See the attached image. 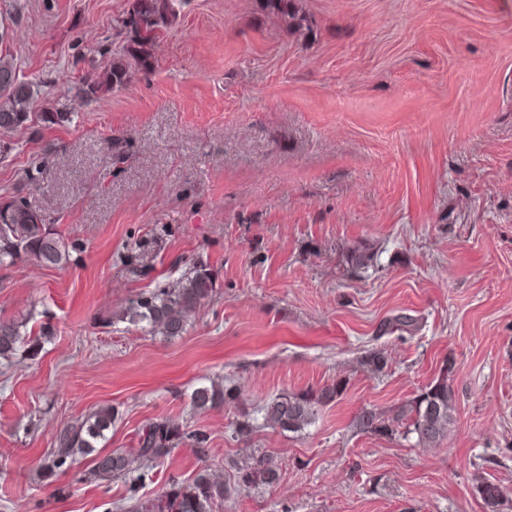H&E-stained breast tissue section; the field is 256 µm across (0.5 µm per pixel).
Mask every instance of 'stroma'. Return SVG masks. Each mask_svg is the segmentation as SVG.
Instances as JSON below:
<instances>
[{
  "label": "stroma",
  "mask_w": 512,
  "mask_h": 512,
  "mask_svg": "<svg viewBox=\"0 0 512 512\" xmlns=\"http://www.w3.org/2000/svg\"><path fill=\"white\" fill-rule=\"evenodd\" d=\"M127 5L0 0V56L50 107L57 77L78 88L97 46H119ZM75 110L33 119L0 161V188L71 254L0 266V318L52 331L37 356L0 360V512H127L169 477L222 478L261 453L279 482L233 489L219 512H485L480 476L512 512V0H290L284 15L189 0L151 73ZM43 156L44 185L28 183ZM195 265L216 289L182 336L123 321ZM400 314L413 330L389 329ZM450 362L437 447L355 428ZM336 381L303 431L265 424V400ZM214 382L238 399L193 410ZM105 406L98 452L135 456L161 420L208 443L178 444L134 486L93 477L89 455L45 483L60 429ZM69 90L64 91L61 98H65V102L59 103L52 109H44L40 112L41 121L48 127L62 126L67 123H71L73 120V114L75 108L72 103H66V101H72L69 99Z\"/></svg>",
  "instance_id": "stroma-1"
}]
</instances>
